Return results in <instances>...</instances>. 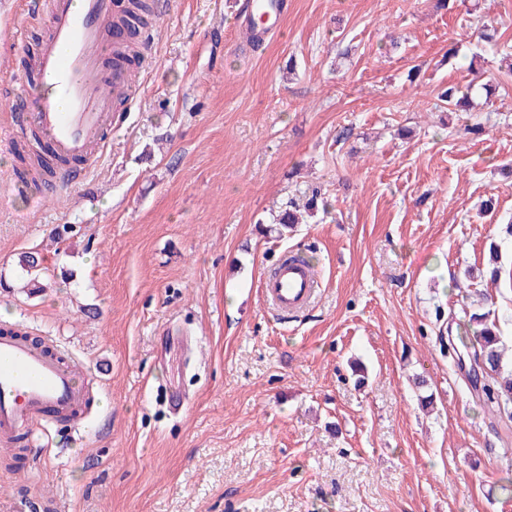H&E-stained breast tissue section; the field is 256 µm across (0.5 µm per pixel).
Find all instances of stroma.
Listing matches in <instances>:
<instances>
[{"label":"stroma","instance_id":"35a3bbf8","mask_svg":"<svg viewBox=\"0 0 512 512\" xmlns=\"http://www.w3.org/2000/svg\"><path fill=\"white\" fill-rule=\"evenodd\" d=\"M241 3L168 0L85 181L16 195L0 155V327L100 383L0 457V512H512V421L440 345L487 297L512 360V0H283L256 51ZM20 7L14 86L41 36ZM315 192L327 212L271 231ZM287 253L321 280L292 317L260 290Z\"/></svg>","mask_w":512,"mask_h":512}]
</instances>
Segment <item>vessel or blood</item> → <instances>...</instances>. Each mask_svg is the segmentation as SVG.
<instances>
[{"instance_id":"obj_1","label":"vessel or blood","mask_w":512,"mask_h":512,"mask_svg":"<svg viewBox=\"0 0 512 512\" xmlns=\"http://www.w3.org/2000/svg\"><path fill=\"white\" fill-rule=\"evenodd\" d=\"M27 18L46 29L27 58L23 88H0L11 102L0 120V150L11 151L26 133H36L52 152L55 179L75 185L98 163L121 103L137 92L123 44L106 28L123 15L114 0H35ZM319 288L297 255L280 261L261 282L273 308L289 314L308 306ZM61 356L52 337L0 330L1 447H13L19 435L44 432L48 420L82 418L89 385Z\"/></svg>"}]
</instances>
